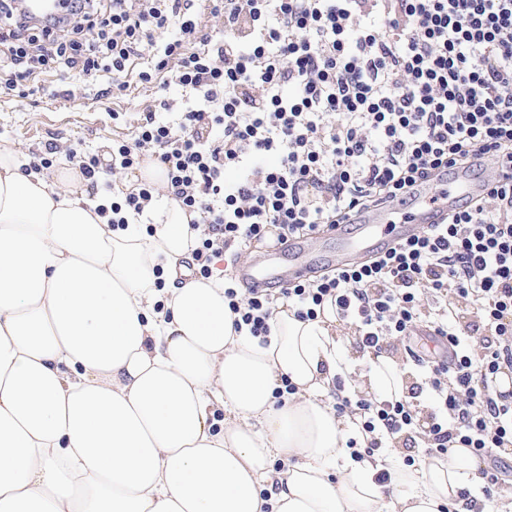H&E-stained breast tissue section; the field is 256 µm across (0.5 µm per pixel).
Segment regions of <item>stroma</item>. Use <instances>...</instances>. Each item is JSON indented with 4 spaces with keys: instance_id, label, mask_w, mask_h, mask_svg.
<instances>
[{
    "instance_id": "stroma-1",
    "label": "stroma",
    "mask_w": 512,
    "mask_h": 512,
    "mask_svg": "<svg viewBox=\"0 0 512 512\" xmlns=\"http://www.w3.org/2000/svg\"><path fill=\"white\" fill-rule=\"evenodd\" d=\"M34 97L15 102L0 98V142L9 143L24 156L39 152L50 136H58L61 149L79 138L85 151L94 153L113 139L132 130L139 112L151 104L152 88L131 84L119 97L97 99L78 69L38 74ZM121 112V123H113V112Z\"/></svg>"
}]
</instances>
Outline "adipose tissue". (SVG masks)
I'll list each match as a JSON object with an SVG mask.
<instances>
[{
  "label": "adipose tissue",
  "instance_id": "ef3b65f1",
  "mask_svg": "<svg viewBox=\"0 0 512 512\" xmlns=\"http://www.w3.org/2000/svg\"><path fill=\"white\" fill-rule=\"evenodd\" d=\"M26 164L0 144V512H476L466 449L353 457L323 399L346 368L333 314L280 306L259 344L234 331L223 281L180 280L191 216L175 200L152 230L118 228ZM355 385L405 389L384 356Z\"/></svg>",
  "mask_w": 512,
  "mask_h": 512
}]
</instances>
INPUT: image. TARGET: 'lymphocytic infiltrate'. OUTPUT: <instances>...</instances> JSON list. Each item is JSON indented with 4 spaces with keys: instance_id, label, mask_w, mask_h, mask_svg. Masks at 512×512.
<instances>
[{
    "instance_id": "lymphocytic-infiltrate-1",
    "label": "lymphocytic infiltrate",
    "mask_w": 512,
    "mask_h": 512,
    "mask_svg": "<svg viewBox=\"0 0 512 512\" xmlns=\"http://www.w3.org/2000/svg\"><path fill=\"white\" fill-rule=\"evenodd\" d=\"M195 3L62 0L33 23L19 0H0V90L28 98L33 74L75 63L88 80L109 74L100 99L157 88L130 135L67 158L98 199L112 192L107 173L156 157L164 188L140 183L112 213L152 223L162 190L197 213L198 278L267 227L309 236L436 172L487 156L512 165V0H209L219 35L203 31ZM172 85L181 98L167 96ZM224 298L236 328L262 341L279 300L306 321L332 309L376 357L426 324L453 355L418 359L422 379L403 398L337 378L349 447L371 456L399 443L431 458L465 448L482 462L486 503L512 491V396L495 387L512 370V180L374 259L245 297L229 277Z\"/></svg>"
}]
</instances>
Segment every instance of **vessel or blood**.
<instances>
[{"mask_svg": "<svg viewBox=\"0 0 512 512\" xmlns=\"http://www.w3.org/2000/svg\"><path fill=\"white\" fill-rule=\"evenodd\" d=\"M486 170V165L480 164L449 177L437 176L410 197L356 214L350 219L356 227L355 234H348L347 225L330 227L329 232L337 244V266H351L359 262L363 254L384 252L430 225L443 223L448 211L484 192ZM324 259L315 236L293 239L285 248L274 242L265 254L242 265L240 276L248 285L260 290L283 288L306 281L311 268Z\"/></svg>", "mask_w": 512, "mask_h": 512, "instance_id": "1", "label": "vessel or blood"}]
</instances>
